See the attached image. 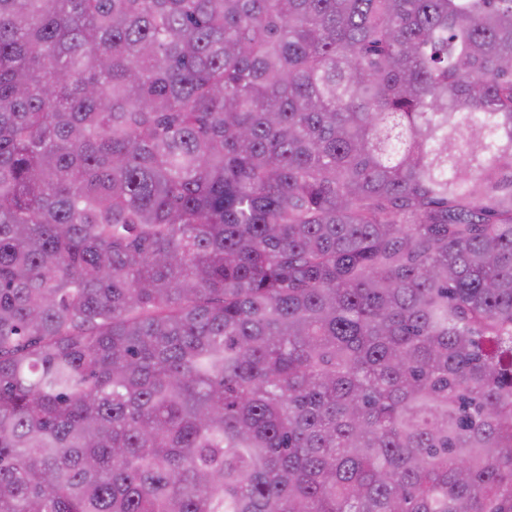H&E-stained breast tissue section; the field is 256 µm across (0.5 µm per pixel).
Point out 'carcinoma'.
Listing matches in <instances>:
<instances>
[{
    "instance_id": "carcinoma-1",
    "label": "carcinoma",
    "mask_w": 512,
    "mask_h": 512,
    "mask_svg": "<svg viewBox=\"0 0 512 512\" xmlns=\"http://www.w3.org/2000/svg\"><path fill=\"white\" fill-rule=\"evenodd\" d=\"M0 512H512V0H0Z\"/></svg>"
}]
</instances>
